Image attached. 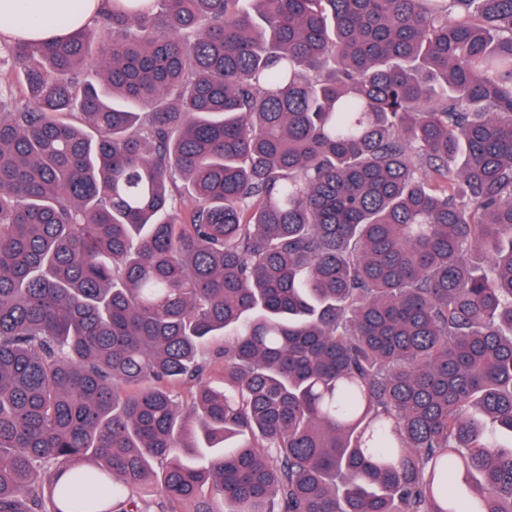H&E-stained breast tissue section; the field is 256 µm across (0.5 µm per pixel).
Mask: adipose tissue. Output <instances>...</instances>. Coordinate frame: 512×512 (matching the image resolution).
<instances>
[{
  "label": "adipose tissue",
  "mask_w": 512,
  "mask_h": 512,
  "mask_svg": "<svg viewBox=\"0 0 512 512\" xmlns=\"http://www.w3.org/2000/svg\"><path fill=\"white\" fill-rule=\"evenodd\" d=\"M112 0H0V37L42 43L88 25Z\"/></svg>",
  "instance_id": "1"
}]
</instances>
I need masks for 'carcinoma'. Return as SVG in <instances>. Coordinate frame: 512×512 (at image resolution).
I'll list each match as a JSON object with an SVG mask.
<instances>
[{
	"instance_id": "obj_1",
	"label": "carcinoma",
	"mask_w": 512,
	"mask_h": 512,
	"mask_svg": "<svg viewBox=\"0 0 512 512\" xmlns=\"http://www.w3.org/2000/svg\"><path fill=\"white\" fill-rule=\"evenodd\" d=\"M95 25L0 46V512H512V0ZM2 61L0 67V98L6 100L9 97H15L22 94L23 85L15 74L8 72L7 57L2 53ZM2 69V71H1Z\"/></svg>"
}]
</instances>
